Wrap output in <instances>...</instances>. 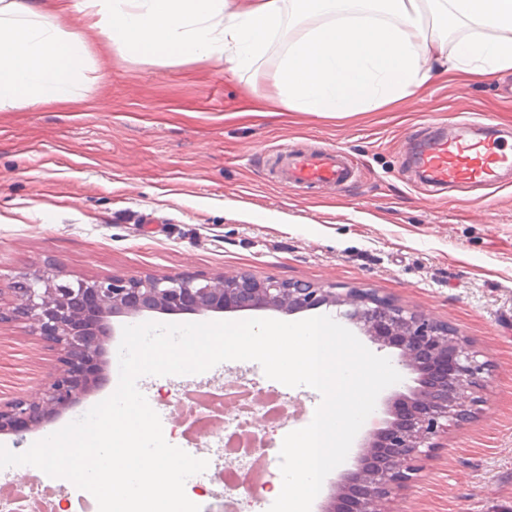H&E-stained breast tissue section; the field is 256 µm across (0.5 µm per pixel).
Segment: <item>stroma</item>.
Here are the masks:
<instances>
[{
  "mask_svg": "<svg viewBox=\"0 0 512 512\" xmlns=\"http://www.w3.org/2000/svg\"><path fill=\"white\" fill-rule=\"evenodd\" d=\"M59 26L87 45L69 100L0 112V308L25 276L62 269L68 281L104 276H234L362 289L448 324L486 369L468 421L447 427L384 512H512V175L469 201L413 174L412 147L430 124L466 118L512 142V74L455 73L369 112L323 118L270 103L287 39L273 43L254 83L222 63L167 62L100 41L84 14ZM338 147L358 178L343 189L283 187L270 155ZM57 353L21 321L0 322V399L40 397ZM383 390L343 464L324 480L322 512L389 401ZM181 378L144 376L164 437L187 445L171 404ZM288 417L268 451L307 426L308 387L275 385Z\"/></svg>",
  "mask_w": 512,
  "mask_h": 512,
  "instance_id": "35a3bbf8",
  "label": "stroma"
}]
</instances>
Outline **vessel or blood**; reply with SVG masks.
I'll return each instance as SVG.
<instances>
[{"label": "vessel or blood", "instance_id": "vessel-or-blood-1", "mask_svg": "<svg viewBox=\"0 0 512 512\" xmlns=\"http://www.w3.org/2000/svg\"><path fill=\"white\" fill-rule=\"evenodd\" d=\"M416 161L429 184L435 187L492 186L499 182L502 171L512 169V145L454 133L417 147ZM275 167L291 188L341 187L357 177L353 162L335 149L294 156L280 154L275 158Z\"/></svg>", "mask_w": 512, "mask_h": 512}]
</instances>
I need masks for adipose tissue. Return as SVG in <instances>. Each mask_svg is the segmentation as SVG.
<instances>
[{"instance_id": "adipose-tissue-1", "label": "adipose tissue", "mask_w": 512, "mask_h": 512, "mask_svg": "<svg viewBox=\"0 0 512 512\" xmlns=\"http://www.w3.org/2000/svg\"><path fill=\"white\" fill-rule=\"evenodd\" d=\"M72 9L118 49L252 78L286 27L304 26L279 63L277 99L323 117L378 109L439 70H512V0H0V110L68 100L87 48L54 18ZM444 19L475 28L451 55L435 33Z\"/></svg>"}]
</instances>
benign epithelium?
<instances>
[{
  "instance_id": "1",
  "label": "benign epithelium",
  "mask_w": 512,
  "mask_h": 512,
  "mask_svg": "<svg viewBox=\"0 0 512 512\" xmlns=\"http://www.w3.org/2000/svg\"><path fill=\"white\" fill-rule=\"evenodd\" d=\"M55 274L15 282L10 318L59 351L60 374L35 399L0 402V433H19L49 423L106 381V343L111 318L144 312L205 314L256 307L286 313L322 305L345 306V317L381 348L398 350L399 362L417 375V387L397 395L391 419L366 444L357 469L337 488L325 512H381L415 472V462L435 448L448 421L462 422L467 391L483 372L467 341L429 317L379 295L350 289L310 288L269 279L235 277L119 278L62 281Z\"/></svg>"
}]
</instances>
